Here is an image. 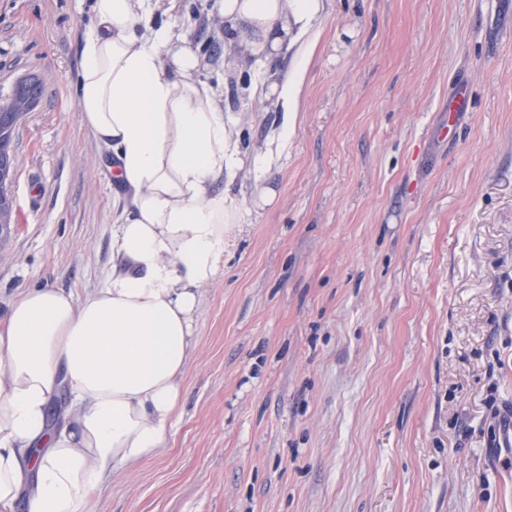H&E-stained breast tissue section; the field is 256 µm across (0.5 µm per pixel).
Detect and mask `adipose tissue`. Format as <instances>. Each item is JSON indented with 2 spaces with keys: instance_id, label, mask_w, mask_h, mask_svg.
I'll list each match as a JSON object with an SVG mask.
<instances>
[{
  "instance_id": "obj_1",
  "label": "adipose tissue",
  "mask_w": 512,
  "mask_h": 512,
  "mask_svg": "<svg viewBox=\"0 0 512 512\" xmlns=\"http://www.w3.org/2000/svg\"><path fill=\"white\" fill-rule=\"evenodd\" d=\"M253 54L277 53L319 0H221ZM80 120L112 149L124 207L103 285L43 286L0 315V512H95L118 469L157 455L180 413L201 289L240 213L237 148L196 56L153 25L151 0H93Z\"/></svg>"
}]
</instances>
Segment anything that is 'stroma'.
<instances>
[{
	"mask_svg": "<svg viewBox=\"0 0 512 512\" xmlns=\"http://www.w3.org/2000/svg\"><path fill=\"white\" fill-rule=\"evenodd\" d=\"M91 4L0 0V95L43 86L13 135L0 313L26 288L83 299L112 264L113 156L78 109ZM154 16L233 128L225 191L243 221L202 289L179 423L103 483L98 512H512L495 446L512 415V0H320L284 145L254 89L297 49L245 52L219 0H158Z\"/></svg>",
	"mask_w": 512,
	"mask_h": 512,
	"instance_id": "1",
	"label": "stroma"
}]
</instances>
